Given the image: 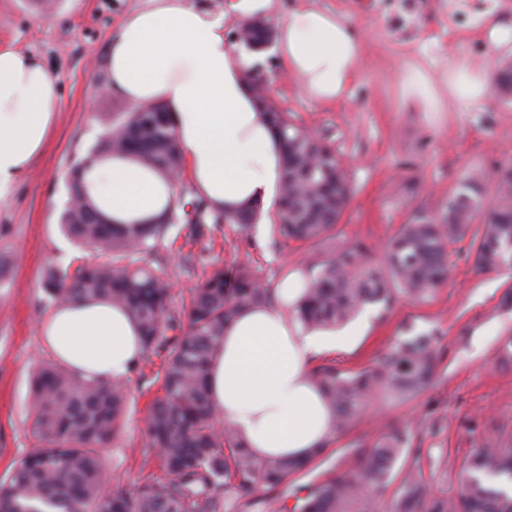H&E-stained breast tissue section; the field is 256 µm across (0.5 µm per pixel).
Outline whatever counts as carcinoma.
Wrapping results in <instances>:
<instances>
[{
	"instance_id": "carcinoma-1",
	"label": "carcinoma",
	"mask_w": 512,
	"mask_h": 512,
	"mask_svg": "<svg viewBox=\"0 0 512 512\" xmlns=\"http://www.w3.org/2000/svg\"><path fill=\"white\" fill-rule=\"evenodd\" d=\"M284 146V167L274 231L302 243L315 271L294 317L310 330L349 323L360 310L387 311L396 294L423 300L448 277V245L469 239L468 257L479 271L512 269V163L498 166L494 204L474 175L448 197L434 217L400 225L385 247L384 263H370L360 239L317 260L336 238V226L353 187L336 151L284 112L270 113ZM134 154L173 184L177 203L150 224H101V212L83 190L84 164L73 171L70 200L60 231L78 247L107 253L105 261L75 268L49 267L42 288L56 305L78 298H110L125 307L141 331V370L152 356L163 358L162 395L147 406L146 434L158 448L166 480L133 491L105 489L99 449L113 440L128 403L124 379L86 381L63 364L46 363L32 378L30 433L33 448L0 484V512H247L268 500L278 512H364L367 492L398 481L391 512H512V496L492 484L512 479V448L482 442L457 474L455 496L433 493L419 459L399 464L411 448L406 426H385L375 441L357 444L321 481L301 485L296 476L327 449L310 458L257 460L229 425L219 430L206 390L207 368L224 345V328L250 306L271 304L276 289L264 284L246 260L216 263L191 289L185 312L169 305L170 280L142 256L169 248L170 231L188 229L200 238L226 222L246 230L259 208L229 216L200 196L185 201L184 157L170 114L160 102L145 104L110 126L87 156ZM191 210H186V207ZM441 337L420 332L395 343L371 365L323 364L310 371L336 414V432L348 431L366 402L379 394L405 401L424 391L442 362ZM294 500L288 506V499Z\"/></svg>"
}]
</instances>
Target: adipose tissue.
Returning <instances> with one entry per match:
<instances>
[{
	"label": "adipose tissue",
	"mask_w": 512,
	"mask_h": 512,
	"mask_svg": "<svg viewBox=\"0 0 512 512\" xmlns=\"http://www.w3.org/2000/svg\"><path fill=\"white\" fill-rule=\"evenodd\" d=\"M273 52L311 99L332 104L355 79L361 45L350 20L302 0L278 29ZM251 58L234 53L212 15L185 0H152L121 24L109 47L111 89L128 102L166 105L197 192L232 215L253 203L275 211L283 148L245 80ZM409 98L442 109L438 84L468 108L489 94L493 71L449 58L438 82L407 69ZM60 110L56 79L32 54L0 48V191L43 153ZM87 197L116 224L150 223L175 205L174 191L131 155L99 157L84 172ZM301 272L278 287L275 304L244 309L224 331L207 377L210 403L256 459L306 458L334 434L335 414L309 378L312 357L351 336L310 333L291 314ZM40 336L52 355L85 379L125 377L141 354L136 320L106 299L54 306Z\"/></svg>",
	"instance_id": "ef3b65f1"
}]
</instances>
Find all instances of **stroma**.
Here are the masks:
<instances>
[{
  "instance_id": "35a3bbf8",
  "label": "stroma",
  "mask_w": 512,
  "mask_h": 512,
  "mask_svg": "<svg viewBox=\"0 0 512 512\" xmlns=\"http://www.w3.org/2000/svg\"><path fill=\"white\" fill-rule=\"evenodd\" d=\"M150 0H0V47L38 56L57 79L60 112L43 154L11 189L0 195V482L32 446L30 378L52 356L39 324L52 303L41 288L44 271L69 266L78 249L59 231L69 200L70 173L132 106L107 83L108 47L123 20ZM349 17L362 33L358 74L344 100L322 104L307 97L276 56L254 55L249 79L262 80L273 104L297 124L329 141L350 172L354 196L337 230L336 245L364 239L373 256L401 224L417 214L437 215L449 194L471 172L492 181L499 163L512 162V99L489 93L461 112H425L407 102L401 75L416 66L436 77L444 58L465 54L495 63L500 54L480 34L483 12L512 15V0H318ZM468 244L448 248L450 273L431 296H398L390 311L369 306L359 315L363 334L346 349L318 356L341 367L381 359L408 330H434L443 361L436 383L404 402L371 399L355 425L334 436L328 451L339 460L355 440L373 442L383 424L420 430V464L430 488L456 495V473L475 441L503 439L512 445V359L500 350L512 339V308L500 299L512 270L479 273ZM248 259L270 285L296 268H307L306 250L275 238L271 227L241 230L225 223L196 242L177 240L169 253L146 256L171 281L170 305L187 307L190 287L202 280L204 261ZM160 358L144 374H130L122 435L101 450L109 488L131 489L163 477L148 445L146 404L161 395Z\"/></svg>"
}]
</instances>
